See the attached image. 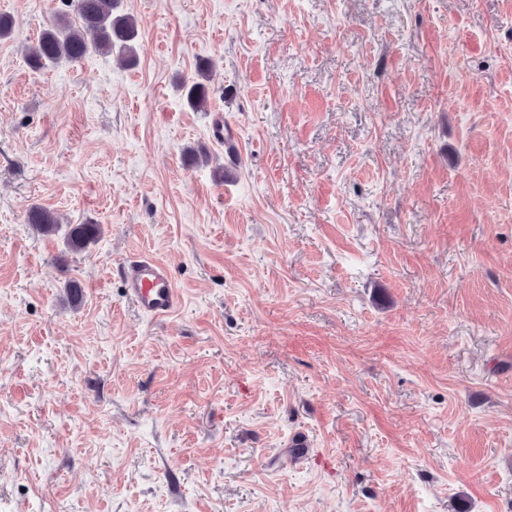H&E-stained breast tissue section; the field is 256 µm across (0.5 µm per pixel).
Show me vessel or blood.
Segmentation results:
<instances>
[{"mask_svg": "<svg viewBox=\"0 0 512 512\" xmlns=\"http://www.w3.org/2000/svg\"><path fill=\"white\" fill-rule=\"evenodd\" d=\"M123 280L127 298L149 318L169 316L181 305L169 267L157 259L140 255L128 260Z\"/></svg>", "mask_w": 512, "mask_h": 512, "instance_id": "vessel-or-blood-1", "label": "vessel or blood"}]
</instances>
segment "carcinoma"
<instances>
[{"label":"carcinoma","mask_w":512,"mask_h":512,"mask_svg":"<svg viewBox=\"0 0 512 512\" xmlns=\"http://www.w3.org/2000/svg\"><path fill=\"white\" fill-rule=\"evenodd\" d=\"M65 10L55 11L53 22L26 50L28 65L40 70L49 65L73 64L92 53L118 51L127 64L137 59L138 24L130 13L119 10V0H61ZM187 102L195 109L205 107L209 88L201 80L186 85ZM28 223L45 234L62 228L53 212L33 206L28 210ZM101 233L97 224H69L67 246L82 251L95 243Z\"/></svg>","instance_id":"obj_1"}]
</instances>
